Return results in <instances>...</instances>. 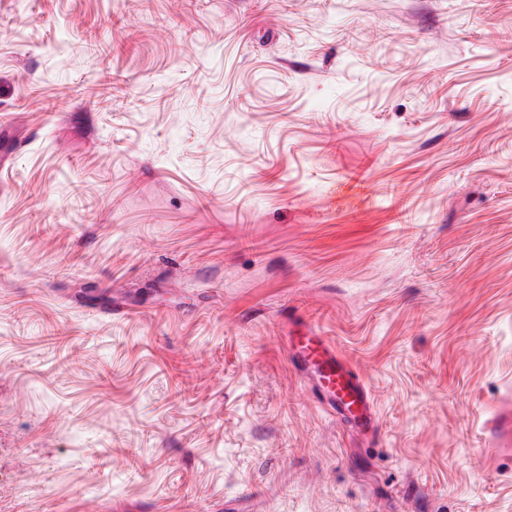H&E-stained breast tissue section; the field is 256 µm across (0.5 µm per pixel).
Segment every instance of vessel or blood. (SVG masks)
Returning <instances> with one entry per match:
<instances>
[{"label": "vessel or blood", "instance_id": "b4317fda", "mask_svg": "<svg viewBox=\"0 0 512 512\" xmlns=\"http://www.w3.org/2000/svg\"><path fill=\"white\" fill-rule=\"evenodd\" d=\"M289 349L300 370L312 381L325 406L356 426L371 418V394L360 371L353 369L335 343L312 325L289 336Z\"/></svg>", "mask_w": 512, "mask_h": 512}]
</instances>
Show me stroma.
I'll use <instances>...</instances> for the list:
<instances>
[{
  "instance_id": "1",
  "label": "stroma",
  "mask_w": 512,
  "mask_h": 512,
  "mask_svg": "<svg viewBox=\"0 0 512 512\" xmlns=\"http://www.w3.org/2000/svg\"><path fill=\"white\" fill-rule=\"evenodd\" d=\"M511 415L512 0H0V512H512ZM288 341L292 357L324 405L358 427L367 424L372 405L369 388L360 371L339 354L336 344L313 325L296 330Z\"/></svg>"
}]
</instances>
